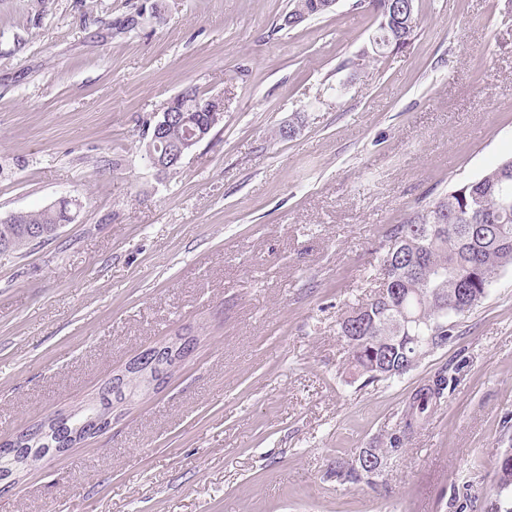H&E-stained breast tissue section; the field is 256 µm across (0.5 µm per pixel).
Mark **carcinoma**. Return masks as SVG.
Listing matches in <instances>:
<instances>
[{
	"label": "carcinoma",
	"instance_id": "carcinoma-1",
	"mask_svg": "<svg viewBox=\"0 0 512 512\" xmlns=\"http://www.w3.org/2000/svg\"><path fill=\"white\" fill-rule=\"evenodd\" d=\"M322 0H290L280 28H292L287 17L303 7L308 18L328 14ZM206 97L189 87L174 98L181 112L194 122L218 125L221 117L201 112ZM64 220V210L48 207L29 212L24 224L0 222V252L19 251L34 241L38 229H51ZM381 285L367 302L351 308L338 322V335L346 343L348 365L369 379H391L414 370L420 351L428 343L448 341V320L469 311L485 297L498 272L512 267V157L480 178L456 185L430 202L417 205L400 224L391 225L380 244ZM448 380L442 376L420 388L402 414L404 428L420 427L441 403ZM145 387L115 390L112 382L100 388L94 400L108 410L114 398L134 399ZM76 407L54 415L38 440L15 449L37 464L68 442L81 421ZM376 472L355 462H336L341 483H371ZM498 498L491 512H512V458L499 463Z\"/></svg>",
	"mask_w": 512,
	"mask_h": 512
}]
</instances>
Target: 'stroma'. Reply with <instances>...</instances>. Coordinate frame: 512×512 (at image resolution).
Instances as JSON below:
<instances>
[{
  "label": "stroma",
  "mask_w": 512,
  "mask_h": 512,
  "mask_svg": "<svg viewBox=\"0 0 512 512\" xmlns=\"http://www.w3.org/2000/svg\"><path fill=\"white\" fill-rule=\"evenodd\" d=\"M352 3L280 30L289 0H0V219L83 203L0 253V442L197 340L0 512H490L512 267L395 379L350 378L337 322L375 293L390 225L512 156V0H416L411 40L364 62L376 22ZM189 86L224 117L153 167L148 125ZM440 374L441 404L402 433ZM393 437L372 483L330 478ZM184 339L181 338V336H177L175 340H173L170 343L155 346L151 349H148L144 352H142L140 355L136 356L132 360H130L129 363L126 364V366L118 371L117 373H114L112 375L113 383H115V379L119 378L122 382H126L129 379L137 376L140 379L144 380L145 385L149 388V390H160L162 389L165 384L168 382V377L172 374L170 373L168 377L165 375H159L157 377L156 375L151 374L150 371H148L145 368H141L140 363L144 362V357H140L141 355L146 356L147 353H149L151 350H157L159 351L161 347L165 346L167 347L168 352L171 354L172 359H174V363L176 364V368L179 365L184 364L192 355L193 352L186 354L184 350V345L188 342L189 339H191L192 336H183ZM139 358V359H138ZM447 387L448 380L442 376L434 379L432 384L420 388L403 411L401 418L403 427L408 430L420 427L428 413L441 403Z\"/></svg>",
  "instance_id": "35a3bbf8"
}]
</instances>
